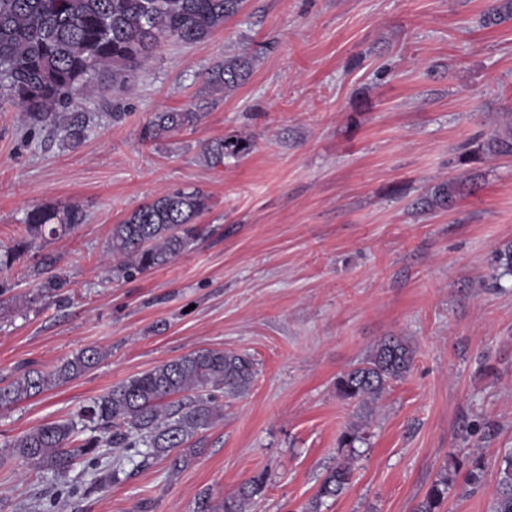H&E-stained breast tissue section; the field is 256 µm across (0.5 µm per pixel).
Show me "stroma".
<instances>
[{
	"label": "stroma",
	"mask_w": 512,
	"mask_h": 512,
	"mask_svg": "<svg viewBox=\"0 0 512 512\" xmlns=\"http://www.w3.org/2000/svg\"><path fill=\"white\" fill-rule=\"evenodd\" d=\"M490 3L244 0L205 41H161L126 91L85 96L78 145L0 99V246L24 236L33 207L76 202L86 214L0 270V378L87 346L109 352L0 410V446L198 349L248 355L257 370L187 468L124 464L57 512H198L260 473L253 512H306L348 458L352 480L321 512H415L444 463L472 453L484 477L456 481L444 512H492L512 449V279L493 277L495 250L512 244V157L459 160L512 113V20L484 25ZM242 50L254 58L246 82L210 91L207 71ZM182 109L199 123L141 139L154 113ZM230 136L251 152L208 167L204 144ZM446 181L460 188L453 207L416 208ZM188 187L213 200L200 240L163 267L106 274L113 225ZM46 255L63 285L40 300ZM389 337L408 342L411 370L361 414L336 379ZM358 421L362 442L340 447ZM43 485L23 459H0V512H43Z\"/></svg>",
	"instance_id": "35a3bbf8"
}]
</instances>
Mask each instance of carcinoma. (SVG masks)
<instances>
[{
    "label": "carcinoma",
    "mask_w": 512,
    "mask_h": 512,
    "mask_svg": "<svg viewBox=\"0 0 512 512\" xmlns=\"http://www.w3.org/2000/svg\"><path fill=\"white\" fill-rule=\"evenodd\" d=\"M242 0H0V96L9 97L30 126L48 127L72 145L88 136L91 118L75 108L97 87L106 93L128 86L133 75L152 57L161 40L194 44L224 27ZM512 19V0H493L484 17L488 25ZM250 75L244 56L229 55L207 73L206 84L228 93ZM201 114L190 110L157 112L143 129L145 139H158L195 126ZM252 148L245 138L216 139L202 149L210 167L224 158L243 156ZM512 156V121L492 130L465 161ZM457 193L452 183L438 184L423 204L447 209ZM210 207V196L199 188L174 189L138 206L112 225L109 252L112 271L130 277L162 267L189 249L199 238L196 224ZM85 220L78 204L42 206L25 219L26 236L0 251V269L28 251L32 241L64 236ZM498 276L512 277V246L494 256ZM44 276L41 294L53 295L61 286L51 258L37 268ZM108 356L97 346L81 349L51 371L32 365L10 380L0 379V409L36 397L94 369ZM413 351L406 341L388 338L376 345L358 366L342 373L336 389L367 412L390 384L409 372ZM256 374L252 359L221 349H202L164 362L132 377L93 399L76 417L42 424L6 443L3 455L18 456L52 477H63L74 461L82 460L97 475L94 486L116 480V470L103 464L101 448L110 445L117 459L169 458V469L186 468L199 454L194 437L222 418L224 396L248 391ZM93 424L106 438L76 442L78 423ZM470 484L481 482L485 462L479 456L445 463L438 479L416 512H441L460 468ZM494 512H512V450L501 457ZM351 467L338 464L327 471L308 512H320L323 499L339 496L350 484ZM265 479L254 476L237 492L212 507L201 502L199 512H247L261 496ZM91 489L76 484L50 487L48 507Z\"/></svg>",
    "instance_id": "obj_1"
}]
</instances>
